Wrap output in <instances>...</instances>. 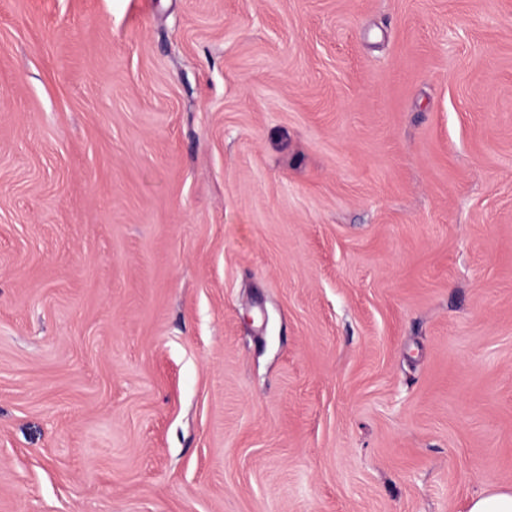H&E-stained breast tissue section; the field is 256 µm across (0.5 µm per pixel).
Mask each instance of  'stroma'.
Masks as SVG:
<instances>
[{
  "instance_id": "stroma-1",
  "label": "stroma",
  "mask_w": 512,
  "mask_h": 512,
  "mask_svg": "<svg viewBox=\"0 0 512 512\" xmlns=\"http://www.w3.org/2000/svg\"><path fill=\"white\" fill-rule=\"evenodd\" d=\"M491 485L512 0H0V512Z\"/></svg>"
}]
</instances>
